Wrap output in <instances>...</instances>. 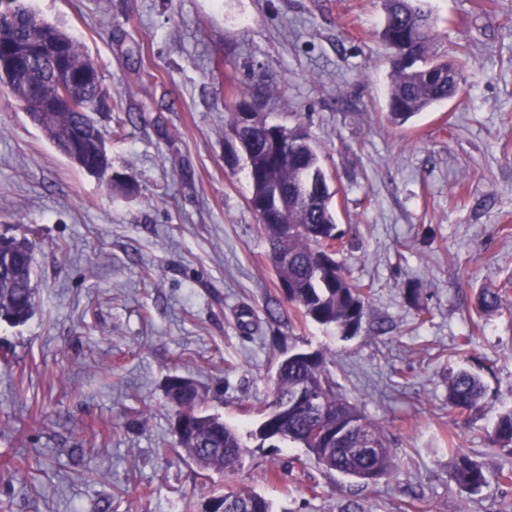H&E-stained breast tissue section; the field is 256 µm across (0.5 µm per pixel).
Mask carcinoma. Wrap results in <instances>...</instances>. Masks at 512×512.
<instances>
[{
    "mask_svg": "<svg viewBox=\"0 0 512 512\" xmlns=\"http://www.w3.org/2000/svg\"><path fill=\"white\" fill-rule=\"evenodd\" d=\"M14 18L0 21V46L25 59L21 65L0 72V90L10 95L26 111L38 91L57 89L58 77L52 66V52L28 58V46L22 32L39 25L53 39L61 41L73 66L91 68L80 43L59 28L45 22L30 7L29 0H12ZM385 24L382 39L390 49L399 47L404 58L393 59V74L388 93V113L392 122L403 124L412 116L452 98L464 81L465 61L429 63L425 55L435 43V20L422 0H384ZM104 93L101 78L80 85L76 90V109L55 112L42 133L60 151L65 152L75 133L88 134L87 144L95 148L108 133L95 119L94 104ZM288 160L265 154L264 147L242 138L241 151L255 169L249 181L250 205L266 199L273 185L281 186L284 209L261 224V232L270 245L269 261L280 283L292 289L289 301L304 316L323 326H335L352 332L367 314L363 286L346 275L342 265L323 269L321 257L336 253V224L332 198L325 172L319 165L308 130L298 125L288 129ZM509 285L483 288L476 297V310L488 314L498 310ZM36 284L31 242L8 232H0V319L12 326L27 322L34 314ZM314 393L320 407L314 412L300 411L283 420L271 407L286 403L299 389ZM272 401L262 414L256 431L266 441L285 442L305 448L325 469L356 481L369 482L391 474L395 459L385 442L382 428L356 405L336 393V384L328 368V359L320 351L294 352L278 362L272 377ZM481 378L468 370L448 380V406L460 417L476 410L484 396ZM166 396L178 412L190 419V436L177 437L181 448L204 470L231 471L245 453L237 430L216 414L201 410L203 395L191 379L173 375L166 382ZM371 442L377 450L362 451ZM493 448L512 446V410L502 413L489 433ZM448 455L453 480L469 489H478L487 481V468L460 448L456 436L448 435ZM224 499L250 506V512H272V504L252 490L224 494Z\"/></svg>",
    "mask_w": 512,
    "mask_h": 512,
    "instance_id": "carcinoma-1",
    "label": "carcinoma"
}]
</instances>
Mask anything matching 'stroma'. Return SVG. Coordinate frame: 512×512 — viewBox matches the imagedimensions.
Instances as JSON below:
<instances>
[{
    "label": "stroma",
    "mask_w": 512,
    "mask_h": 512,
    "mask_svg": "<svg viewBox=\"0 0 512 512\" xmlns=\"http://www.w3.org/2000/svg\"><path fill=\"white\" fill-rule=\"evenodd\" d=\"M78 40L110 109L99 121L123 195L60 153L0 92V226L34 245L37 307L0 323V512H210L252 489L274 512H512V0H426L461 93L395 124L383 0H33ZM304 123L333 194L338 259L367 292L351 337L302 316L269 266L238 147L239 95ZM476 339L468 351L458 340ZM321 350L338 392L383 429L398 468L364 483L250 431L277 363ZM486 392L467 422L448 377ZM247 437L231 472L178 447L169 376ZM486 465L450 476L448 434ZM509 283L503 288H483L476 297V310L480 314H488L498 310L502 304L503 296H506ZM489 443L493 448H510L512 446V410L502 413L489 433Z\"/></svg>",
    "instance_id": "stroma-1"
}]
</instances>
